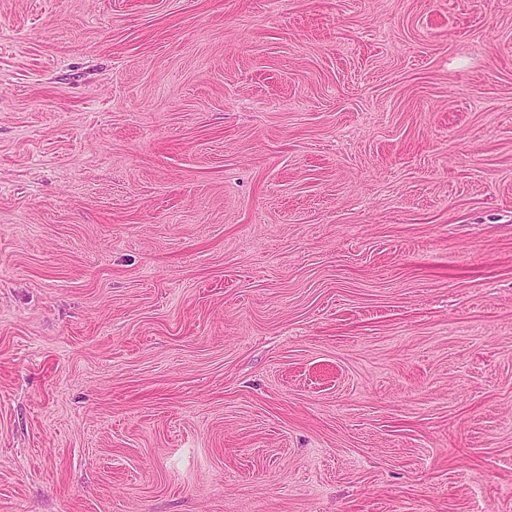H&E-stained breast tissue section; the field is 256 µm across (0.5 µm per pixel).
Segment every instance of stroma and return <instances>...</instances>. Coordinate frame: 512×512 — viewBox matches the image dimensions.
<instances>
[{
    "instance_id": "1",
    "label": "stroma",
    "mask_w": 512,
    "mask_h": 512,
    "mask_svg": "<svg viewBox=\"0 0 512 512\" xmlns=\"http://www.w3.org/2000/svg\"><path fill=\"white\" fill-rule=\"evenodd\" d=\"M0 512H512V0H0Z\"/></svg>"
}]
</instances>
